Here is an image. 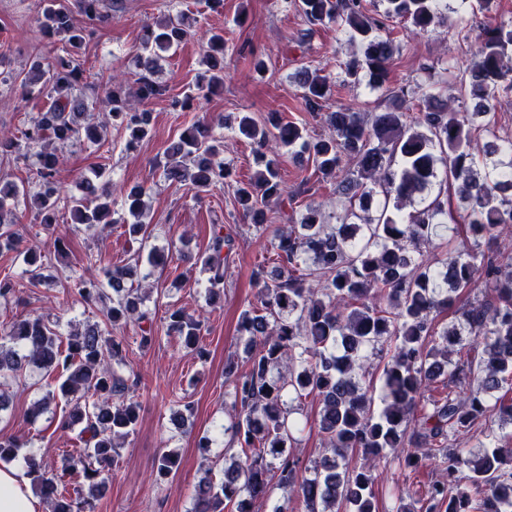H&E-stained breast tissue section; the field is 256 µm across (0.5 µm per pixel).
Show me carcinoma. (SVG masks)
<instances>
[{"label":"carcinoma","mask_w":512,"mask_h":512,"mask_svg":"<svg viewBox=\"0 0 512 512\" xmlns=\"http://www.w3.org/2000/svg\"><path fill=\"white\" fill-rule=\"evenodd\" d=\"M381 2L383 9L372 12L363 0H294L308 25L303 37L334 22L359 45L360 55L337 73L345 86L355 88L364 80L373 88L385 86L395 44L390 21H408L417 34L454 12L448 0ZM76 11L91 21L108 16L103 0H48L37 18L39 28L46 38L68 45L69 52L35 61L23 85L26 97H51L22 131L26 140L44 144L36 156L38 185L31 205L50 236L62 199L57 146L101 144L112 124L128 132L131 147L148 134L152 122V113L132 106L118 81L107 88L103 120L86 122L89 108L78 88L77 57L87 30L75 23ZM190 36L180 14L145 28L136 56L144 72L139 99L164 94L166 88L148 74L160 53ZM463 38L474 48L469 66L450 64L438 72L433 64L423 65L430 83L422 107L406 99L404 90H391L382 112L344 108L327 113L324 134L285 122L276 113L263 124L248 113L239 116L238 133L253 145L257 170L238 183L235 200L256 228H267L269 203L283 207L296 198L282 184L270 139L306 156L315 172L340 179L334 188L336 211L325 212L329 202L306 204L297 223L274 230L275 266L268 270L262 264L253 272L260 289L238 322L249 369L239 373L233 360L224 366L233 383L235 411L225 431L240 451L225 449L230 463L220 481L205 470L191 512H252L253 502L270 499L280 488L288 490L287 503L273 512H378L375 484L380 461L387 457L404 471L418 470L432 458L445 474L409 503L398 490L397 512H512V448L491 443L475 451L457 442L460 434L493 417L501 427L512 426V257L491 248L502 227L512 224V139L496 134V106L512 93V20ZM224 44L220 33L206 43L207 69L196 82L203 98L224 87ZM296 81L304 110L318 115L331 76L305 68ZM449 85L458 92L455 107L445 96ZM220 153L213 126L195 120L170 143L158 166L166 181L207 191L230 175ZM78 190L68 197L74 223L99 234L121 224L140 244L135 264L105 271L112 291V306L103 312L106 321L146 320L138 289L129 281L142 260L152 268L167 263L156 250L142 256L148 188L127 189L120 214L112 207L105 168L98 164ZM21 197H27L25 187L0 181V252L19 250L20 238L7 227L4 214ZM460 225L471 248L442 257L426 251L449 241ZM232 250L224 226L214 225L208 254L200 257L211 305L224 299ZM23 262L29 282L41 283L42 253L27 249ZM76 287L88 305L105 297V290L82 279ZM472 288L484 289L489 299L474 300L451 324L436 327V317ZM169 332L185 350L206 357L202 323L185 309L172 310ZM477 345L482 347L479 359L452 360L453 354ZM380 346L386 353L376 409L365 363ZM125 362L123 342L103 337L96 325L71 330L63 341L37 315L0 332V378L26 365L64 376L58 390L46 391L35 402L32 417L53 412L62 400L71 412L60 426L82 424L84 447L66 455L61 470L46 469L33 454L25 457L26 475L51 512H85L88 502L70 493L69 478L80 476L90 490L104 491L117 441L134 433L139 403L114 369ZM309 396L320 404L322 448L312 466L304 467L291 451L301 426L292 403ZM412 447L425 452H412ZM358 450L363 462L356 466L351 454ZM155 468L157 480L165 481L176 475L180 459L164 451ZM290 502L294 507H288Z\"/></svg>","instance_id":"carcinoma-1"}]
</instances>
